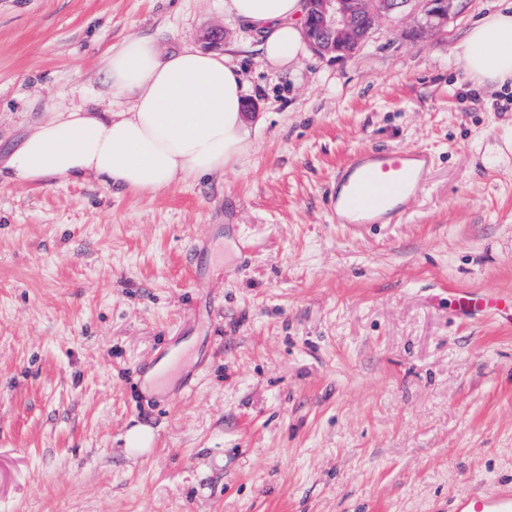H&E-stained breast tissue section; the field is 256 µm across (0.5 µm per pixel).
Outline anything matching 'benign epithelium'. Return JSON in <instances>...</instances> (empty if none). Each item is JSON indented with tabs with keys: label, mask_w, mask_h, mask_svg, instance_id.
<instances>
[{
	"label": "benign epithelium",
	"mask_w": 512,
	"mask_h": 512,
	"mask_svg": "<svg viewBox=\"0 0 512 512\" xmlns=\"http://www.w3.org/2000/svg\"><path fill=\"white\" fill-rule=\"evenodd\" d=\"M413 0H305V40L321 57L353 53L387 16L403 11Z\"/></svg>",
	"instance_id": "7a95c632"
}]
</instances>
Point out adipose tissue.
<instances>
[{
  "label": "adipose tissue",
  "instance_id": "adipose-tissue-1",
  "mask_svg": "<svg viewBox=\"0 0 512 512\" xmlns=\"http://www.w3.org/2000/svg\"><path fill=\"white\" fill-rule=\"evenodd\" d=\"M224 10L258 33L257 50L270 67L291 71L305 56L302 0H224ZM457 57L479 83L512 84V0L469 28ZM102 64L113 96L127 99V108L49 113L7 157L14 178L94 179L154 197L223 173L252 151L247 85L231 54L136 37L111 49Z\"/></svg>",
  "mask_w": 512,
  "mask_h": 512
}]
</instances>
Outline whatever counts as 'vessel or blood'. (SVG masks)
Returning <instances> with one entry per match:
<instances>
[{
    "instance_id": "1",
    "label": "vessel or blood",
    "mask_w": 512,
    "mask_h": 512,
    "mask_svg": "<svg viewBox=\"0 0 512 512\" xmlns=\"http://www.w3.org/2000/svg\"><path fill=\"white\" fill-rule=\"evenodd\" d=\"M431 156L423 150L363 149L336 171L335 189L326 202L337 224H392L426 187ZM458 512H512V487L473 493Z\"/></svg>"
}]
</instances>
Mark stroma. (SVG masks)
Segmentation results:
<instances>
[{
    "mask_svg": "<svg viewBox=\"0 0 512 512\" xmlns=\"http://www.w3.org/2000/svg\"><path fill=\"white\" fill-rule=\"evenodd\" d=\"M501 0H412L342 58L273 72L224 0H0V154L50 112L120 110L146 36L235 61L248 162L156 197L0 179V512H453L512 485V88L456 58ZM422 149L393 224L333 223L337 166ZM156 434L129 454L126 432Z\"/></svg>",
    "mask_w": 512,
    "mask_h": 512,
    "instance_id": "obj_1",
    "label": "stroma"
}]
</instances>
